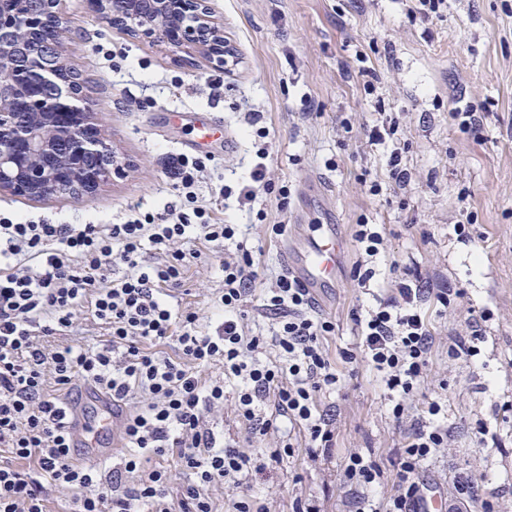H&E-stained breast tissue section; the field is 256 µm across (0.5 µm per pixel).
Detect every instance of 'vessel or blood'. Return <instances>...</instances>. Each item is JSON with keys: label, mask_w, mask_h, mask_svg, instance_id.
<instances>
[{"label": "vessel or blood", "mask_w": 512, "mask_h": 512, "mask_svg": "<svg viewBox=\"0 0 512 512\" xmlns=\"http://www.w3.org/2000/svg\"><path fill=\"white\" fill-rule=\"evenodd\" d=\"M282 258L287 273L307 288L320 309H329L345 260V238L339 224L291 225ZM68 414L67 443L74 457L107 461L124 445L127 410L121 400L90 385L73 389L64 399Z\"/></svg>", "instance_id": "b4317fda"}]
</instances>
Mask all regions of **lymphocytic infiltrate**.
<instances>
[{
    "label": "lymphocytic infiltrate",
    "mask_w": 512,
    "mask_h": 512,
    "mask_svg": "<svg viewBox=\"0 0 512 512\" xmlns=\"http://www.w3.org/2000/svg\"><path fill=\"white\" fill-rule=\"evenodd\" d=\"M210 156H170L167 172L181 194L163 212L134 206L116 224H53L0 213V512H47L52 486L69 512H214L213 496L232 487L230 512H277L273 498L253 495V478L304 448L308 460L336 446V420L321 398L341 375L325 342L335 330L309 292L279 273L262 293L273 315L272 336L255 334L242 308L257 279L247 249L225 253L222 318L201 333L199 316L176 292L187 267L202 262L196 241L222 246L238 228L219 223L196 192ZM353 238L361 258L353 279L369 287L384 250L382 225L360 222ZM460 289L394 282L388 297L354 314L353 348L344 362L364 358L380 376L403 442L393 462L394 492L381 491L375 460L347 450L342 480L347 512H419L427 486L424 465L448 446V419L439 400L412 404L427 376L436 338L421 308H450ZM108 329L107 338L78 343L72 334L82 308ZM173 342L176 357L157 351ZM218 363L222 378L197 370ZM94 381L125 401L121 466L102 467L68 455L59 396ZM235 387L243 437L232 442L213 425L224 412V387ZM274 435L269 458L254 438ZM188 477L174 483L169 456Z\"/></svg>",
    "instance_id": "obj_1"
}]
</instances>
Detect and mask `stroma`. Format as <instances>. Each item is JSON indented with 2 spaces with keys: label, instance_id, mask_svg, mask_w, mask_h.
I'll use <instances>...</instances> for the list:
<instances>
[{
  "label": "stroma",
  "instance_id": "obj_1",
  "mask_svg": "<svg viewBox=\"0 0 512 512\" xmlns=\"http://www.w3.org/2000/svg\"><path fill=\"white\" fill-rule=\"evenodd\" d=\"M234 45L233 62L220 66L203 56L193 65L176 61L165 45L112 28L87 0H61L65 62L83 85L82 105L98 121L120 173L91 194L32 199L0 192V211L57 224H114L128 205L160 211L179 203L162 157L181 142L201 138L194 119L205 112L218 131L208 145L214 162L199 185L216 217L249 225L244 242L254 260L257 287L284 267V236L270 224L295 217L353 226L361 220L384 227L389 262L417 270L433 282L464 290L458 311L430 307L438 337L464 329L467 307L489 310L478 356H434L424 392L448 408V449L423 469L426 482L453 494L454 484L475 473L487 477L483 497H496L512 512V0H448L443 16L412 18L403 0H208ZM122 55L113 70V55ZM484 105V138L458 130L451 117L460 102ZM257 113L267 131V173L288 186L281 204L275 190L258 193L250 208L223 199L221 185L245 181L256 161L244 115ZM397 132L369 145L363 132L378 117ZM235 142L225 147V134ZM411 180L389 177L393 149ZM378 195L368 191L370 182ZM467 196L461 212L459 196ZM468 221L470 241H458L453 224ZM234 242L210 252L208 267H189L179 297L201 317L213 316L223 288L220 265ZM359 259L347 241L342 281L325 317L336 324L331 357L352 348L353 310L371 299L351 272ZM342 384L329 402L337 415L338 447L318 467L302 458L272 464L267 487L284 503L300 493L340 512L344 451H371L390 471L401 434L374 376L362 366L342 367ZM497 431L499 448L478 443V427Z\"/></svg>",
  "mask_w": 512,
  "mask_h": 512
}]
</instances>
